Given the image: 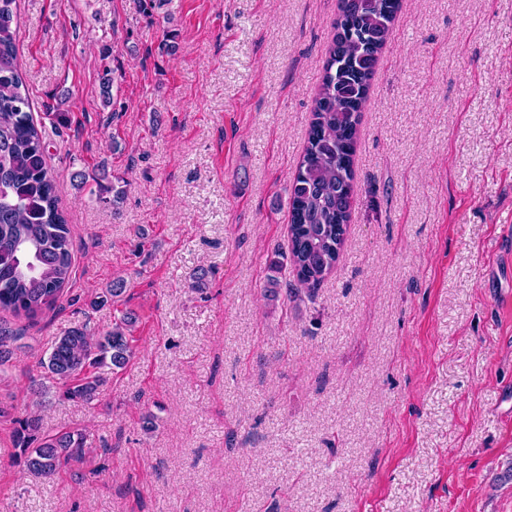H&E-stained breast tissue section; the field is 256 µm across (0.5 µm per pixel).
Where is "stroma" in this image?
I'll list each match as a JSON object with an SVG mask.
<instances>
[{
  "instance_id": "stroma-1",
  "label": "stroma",
  "mask_w": 512,
  "mask_h": 512,
  "mask_svg": "<svg viewBox=\"0 0 512 512\" xmlns=\"http://www.w3.org/2000/svg\"><path fill=\"white\" fill-rule=\"evenodd\" d=\"M338 13L18 0L74 250L53 308L0 311L22 334L0 512H512V0H401L342 254L289 297L290 186ZM128 310L127 365L98 401L64 397L40 365L55 338ZM33 412L86 434L82 463L26 471Z\"/></svg>"
}]
</instances>
